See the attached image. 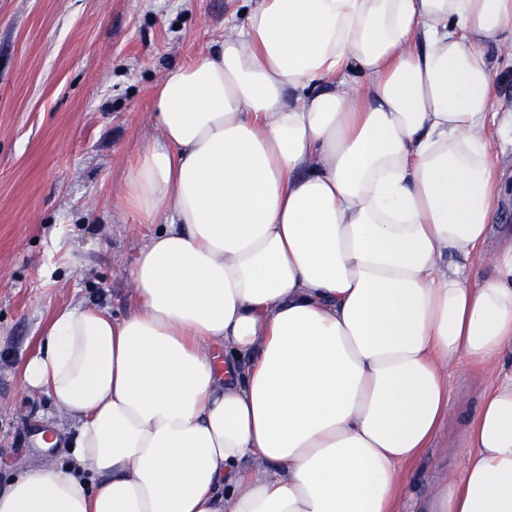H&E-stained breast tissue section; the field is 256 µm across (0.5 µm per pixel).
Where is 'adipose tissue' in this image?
<instances>
[{
  "instance_id": "1",
  "label": "adipose tissue",
  "mask_w": 512,
  "mask_h": 512,
  "mask_svg": "<svg viewBox=\"0 0 512 512\" xmlns=\"http://www.w3.org/2000/svg\"><path fill=\"white\" fill-rule=\"evenodd\" d=\"M512 0H255L170 67L119 198L171 217L127 313L69 304L24 364L80 424L0 512H398L500 365L420 512H512V227L488 125ZM499 368L461 360L449 368L452 408L448 421L422 455L402 468L411 477L410 502L432 495L448 472L460 474L466 462L463 433L475 415L483 394L491 387Z\"/></svg>"
}]
</instances>
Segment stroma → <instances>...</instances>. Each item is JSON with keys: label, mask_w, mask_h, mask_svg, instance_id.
<instances>
[{"label": "stroma", "mask_w": 512, "mask_h": 512, "mask_svg": "<svg viewBox=\"0 0 512 512\" xmlns=\"http://www.w3.org/2000/svg\"><path fill=\"white\" fill-rule=\"evenodd\" d=\"M248 0H0V487L65 461L78 419L22 384L53 311L83 301L125 312L128 267L153 230L117 201L154 137L164 71L211 47ZM496 366L449 368L452 408L404 464L410 500L466 462L463 433ZM52 450L36 451L41 430Z\"/></svg>", "instance_id": "35a3bbf8"}]
</instances>
